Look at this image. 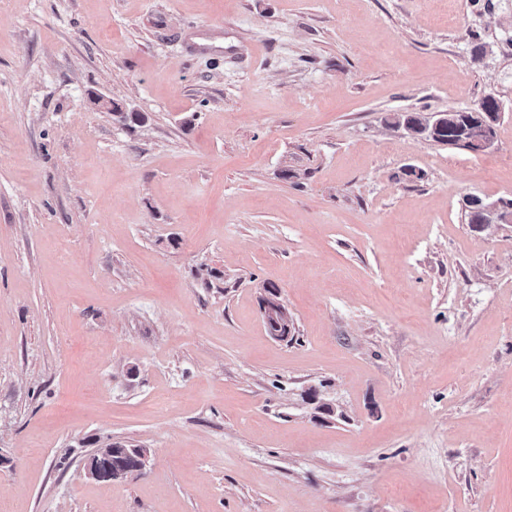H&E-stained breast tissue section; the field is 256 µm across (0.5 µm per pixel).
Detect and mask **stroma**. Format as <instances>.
I'll use <instances>...</instances> for the list:
<instances>
[{"label":"stroma","instance_id":"stroma-1","mask_svg":"<svg viewBox=\"0 0 512 512\" xmlns=\"http://www.w3.org/2000/svg\"><path fill=\"white\" fill-rule=\"evenodd\" d=\"M487 94V152L392 122ZM472 196L512 199V0H0V512H512ZM102 458L107 460V471L112 479L126 476L127 471L139 468L138 461L145 458L147 449L124 444H112V455L109 448L101 451Z\"/></svg>","mask_w":512,"mask_h":512}]
</instances>
